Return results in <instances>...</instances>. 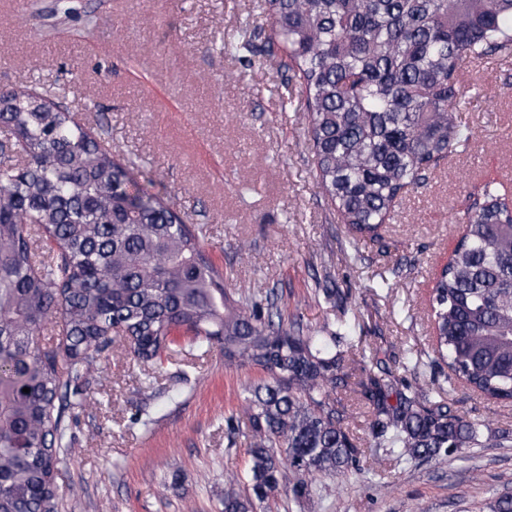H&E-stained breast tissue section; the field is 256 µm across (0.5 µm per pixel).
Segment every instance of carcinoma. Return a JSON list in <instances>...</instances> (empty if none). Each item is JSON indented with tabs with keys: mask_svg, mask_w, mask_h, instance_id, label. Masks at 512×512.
<instances>
[{
	"mask_svg": "<svg viewBox=\"0 0 512 512\" xmlns=\"http://www.w3.org/2000/svg\"><path fill=\"white\" fill-rule=\"evenodd\" d=\"M262 47L304 98L317 184L346 224L353 258L380 244L395 204L466 150L463 65L512 54V0H262ZM0 512H58L59 466L72 454L71 413L92 370L123 339L138 362L220 346L228 364L266 377L224 418L248 425L247 480L225 479L224 512L298 503L316 478L361 470L349 421L364 419L366 471L432 460L482 441L443 385L396 383L361 347L344 307L334 323L284 326L275 298L233 296L199 230L150 192L102 123H81L67 96L26 83L0 92ZM466 233L432 287L433 362L488 400L512 401V208L497 186L467 213ZM51 327L56 339L39 341ZM359 367L354 373L352 366ZM30 392H23V388ZM350 390L356 408L338 399Z\"/></svg>",
	"mask_w": 512,
	"mask_h": 512,
	"instance_id": "1",
	"label": "carcinoma"
}]
</instances>
